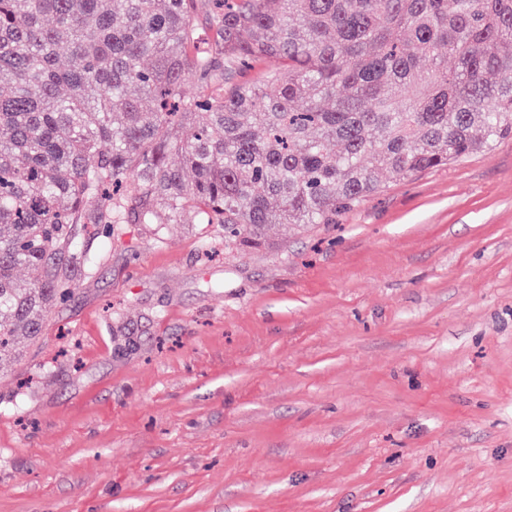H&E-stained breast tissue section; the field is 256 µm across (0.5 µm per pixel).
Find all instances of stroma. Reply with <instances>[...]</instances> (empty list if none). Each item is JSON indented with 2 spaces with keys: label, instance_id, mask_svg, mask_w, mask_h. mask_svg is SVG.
Returning <instances> with one entry per match:
<instances>
[{
  "label": "stroma",
  "instance_id": "1",
  "mask_svg": "<svg viewBox=\"0 0 512 512\" xmlns=\"http://www.w3.org/2000/svg\"><path fill=\"white\" fill-rule=\"evenodd\" d=\"M258 250L96 226L0 374V512H512V140Z\"/></svg>",
  "mask_w": 512,
  "mask_h": 512
}]
</instances>
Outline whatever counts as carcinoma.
Returning a JSON list of instances; mask_svg holds the SVG:
<instances>
[{"instance_id": "carcinoma-1", "label": "carcinoma", "mask_w": 512, "mask_h": 512, "mask_svg": "<svg viewBox=\"0 0 512 512\" xmlns=\"http://www.w3.org/2000/svg\"><path fill=\"white\" fill-rule=\"evenodd\" d=\"M201 5L0 0V373L87 224L259 248L512 136V0H213L206 42Z\"/></svg>"}]
</instances>
